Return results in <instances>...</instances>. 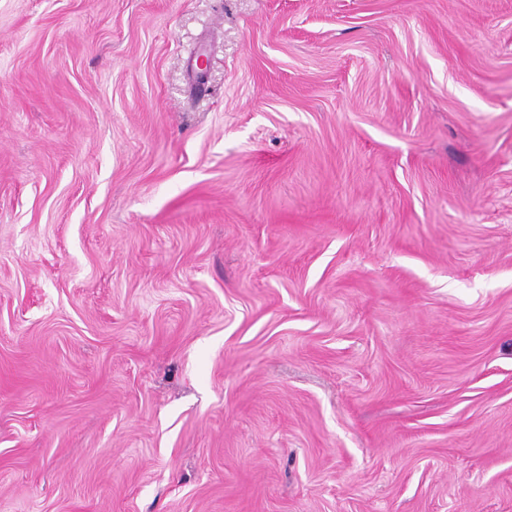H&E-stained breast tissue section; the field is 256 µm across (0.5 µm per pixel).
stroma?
Listing matches in <instances>:
<instances>
[{
	"mask_svg": "<svg viewBox=\"0 0 512 512\" xmlns=\"http://www.w3.org/2000/svg\"><path fill=\"white\" fill-rule=\"evenodd\" d=\"M0 512H512V0H0Z\"/></svg>",
	"mask_w": 512,
	"mask_h": 512,
	"instance_id": "1",
	"label": "stroma"
}]
</instances>
